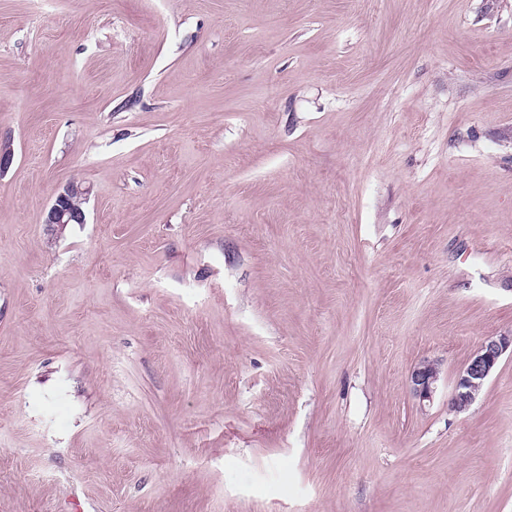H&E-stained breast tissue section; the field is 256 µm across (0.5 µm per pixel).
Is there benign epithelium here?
<instances>
[{
  "instance_id": "1",
  "label": "benign epithelium",
  "mask_w": 512,
  "mask_h": 512,
  "mask_svg": "<svg viewBox=\"0 0 512 512\" xmlns=\"http://www.w3.org/2000/svg\"><path fill=\"white\" fill-rule=\"evenodd\" d=\"M90 188L71 180L57 189L46 211V224H83L86 222L84 205ZM512 349V334L488 338L458 372L449 405L456 412L467 410L482 391L501 357ZM439 379L438 364L423 361L415 366L409 376V386L414 397L429 401Z\"/></svg>"
}]
</instances>
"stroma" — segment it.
<instances>
[{"instance_id": "stroma-1", "label": "stroma", "mask_w": 512, "mask_h": 512, "mask_svg": "<svg viewBox=\"0 0 512 512\" xmlns=\"http://www.w3.org/2000/svg\"><path fill=\"white\" fill-rule=\"evenodd\" d=\"M1 144L0 512H512V0H0ZM90 188L82 182L71 180L57 189L46 211L45 224H83L86 222L84 205ZM509 348L512 356V334L490 337L480 345L457 374L449 400L451 409L462 412L472 405ZM439 379V367L434 361H423L415 366L409 376V386L419 401H430Z\"/></svg>"}]
</instances>
